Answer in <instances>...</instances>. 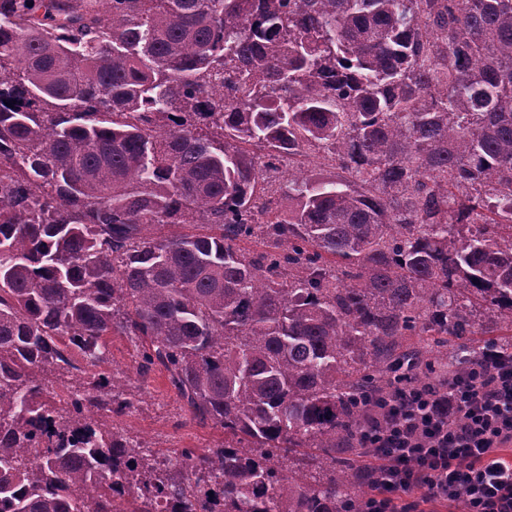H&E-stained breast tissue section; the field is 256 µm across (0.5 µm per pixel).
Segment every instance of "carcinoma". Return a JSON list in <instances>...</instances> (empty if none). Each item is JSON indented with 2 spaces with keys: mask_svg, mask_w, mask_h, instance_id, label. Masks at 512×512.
<instances>
[{
  "mask_svg": "<svg viewBox=\"0 0 512 512\" xmlns=\"http://www.w3.org/2000/svg\"><path fill=\"white\" fill-rule=\"evenodd\" d=\"M112 335L224 441L137 451ZM490 346L512 0H0V512H352Z\"/></svg>",
  "mask_w": 512,
  "mask_h": 512,
  "instance_id": "obj_1",
  "label": "carcinoma"
}]
</instances>
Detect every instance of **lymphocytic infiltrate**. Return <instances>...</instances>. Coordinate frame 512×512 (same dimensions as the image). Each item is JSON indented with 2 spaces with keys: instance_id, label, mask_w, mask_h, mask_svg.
I'll use <instances>...</instances> for the list:
<instances>
[{
  "instance_id": "1",
  "label": "lymphocytic infiltrate",
  "mask_w": 512,
  "mask_h": 512,
  "mask_svg": "<svg viewBox=\"0 0 512 512\" xmlns=\"http://www.w3.org/2000/svg\"><path fill=\"white\" fill-rule=\"evenodd\" d=\"M362 433L375 472L356 512H512V362L378 405Z\"/></svg>"
}]
</instances>
